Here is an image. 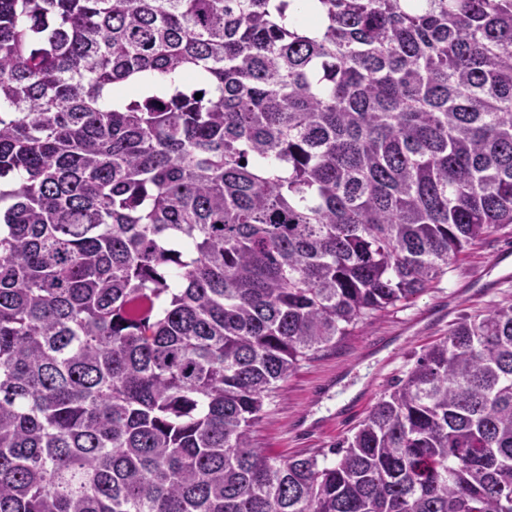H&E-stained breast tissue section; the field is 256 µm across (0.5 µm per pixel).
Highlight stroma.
Instances as JSON below:
<instances>
[{"label":"stroma","instance_id":"obj_1","mask_svg":"<svg viewBox=\"0 0 512 512\" xmlns=\"http://www.w3.org/2000/svg\"><path fill=\"white\" fill-rule=\"evenodd\" d=\"M505 298L512 300V225L460 255L424 293L302 363L265 403L257 442L285 457L328 450L459 317Z\"/></svg>","mask_w":512,"mask_h":512}]
</instances>
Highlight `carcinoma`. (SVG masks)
<instances>
[{
  "label": "carcinoma",
  "instance_id": "carcinoma-1",
  "mask_svg": "<svg viewBox=\"0 0 512 512\" xmlns=\"http://www.w3.org/2000/svg\"><path fill=\"white\" fill-rule=\"evenodd\" d=\"M507 224L512 0H0V512H512L510 300L254 436ZM477 288L481 293L473 295ZM504 298L512 300V224L460 255L424 293L359 323L336 346L302 363L265 403L255 427L259 446L285 457L327 451L459 317ZM346 409L350 416L338 422Z\"/></svg>",
  "mask_w": 512,
  "mask_h": 512
}]
</instances>
